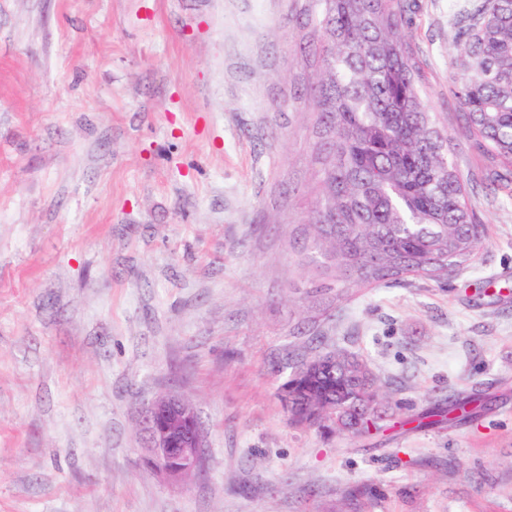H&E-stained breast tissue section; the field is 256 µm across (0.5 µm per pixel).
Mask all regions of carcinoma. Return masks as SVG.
Wrapping results in <instances>:
<instances>
[{"mask_svg":"<svg viewBox=\"0 0 512 512\" xmlns=\"http://www.w3.org/2000/svg\"><path fill=\"white\" fill-rule=\"evenodd\" d=\"M324 38L312 92L325 131L323 193L311 226L314 246L336 279L362 286L415 279L440 284L467 263L484 234L451 140L420 95L398 0H317ZM462 26L452 66L453 95L468 138L512 170V0H479L456 11ZM309 389L348 407L359 389L341 371L313 376ZM384 416L354 431L380 430L402 404L385 396Z\"/></svg>","mask_w":512,"mask_h":512,"instance_id":"cac0c4a2","label":"carcinoma"}]
</instances>
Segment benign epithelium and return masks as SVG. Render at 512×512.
<instances>
[{
    "instance_id": "1",
    "label": "benign epithelium",
    "mask_w": 512,
    "mask_h": 512,
    "mask_svg": "<svg viewBox=\"0 0 512 512\" xmlns=\"http://www.w3.org/2000/svg\"><path fill=\"white\" fill-rule=\"evenodd\" d=\"M341 368L360 383L363 399L372 395L378 380L369 366L353 360L343 363L336 355L306 359L291 369L297 378L319 369ZM358 416L343 409L333 416L338 433L352 430ZM141 428L146 437L144 460L151 462L150 471L173 482L196 479L207 471L208 445L195 405L187 398L169 390L149 400L142 411Z\"/></svg>"
}]
</instances>
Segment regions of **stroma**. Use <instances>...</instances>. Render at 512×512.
<instances>
[{
    "instance_id": "35a3bbf8",
    "label": "stroma",
    "mask_w": 512,
    "mask_h": 512,
    "mask_svg": "<svg viewBox=\"0 0 512 512\" xmlns=\"http://www.w3.org/2000/svg\"><path fill=\"white\" fill-rule=\"evenodd\" d=\"M408 3L485 235L447 284L359 288L307 224L314 0H0V512H512V191L463 137L448 0ZM315 346L361 356L399 417L290 425L273 365ZM171 389L204 479L141 462ZM383 394L386 399V405H387V410H386L384 416L380 417V419L375 418L374 416H371V415L364 417L361 421L360 428L356 431L351 432L353 435L364 436V435L370 434L371 431H373V430H375L377 432L381 428V426H380L381 422H383L387 419H392L397 414V412L402 409V404L399 401L392 400V398L390 396L386 395V393H383Z\"/></svg>"
}]
</instances>
